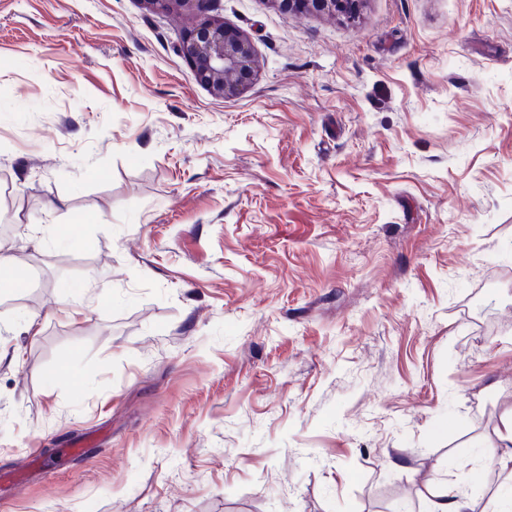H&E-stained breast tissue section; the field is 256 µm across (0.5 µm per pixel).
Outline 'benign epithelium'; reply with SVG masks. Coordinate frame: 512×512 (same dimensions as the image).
I'll use <instances>...</instances> for the list:
<instances>
[{"label": "benign epithelium", "instance_id": "obj_1", "mask_svg": "<svg viewBox=\"0 0 512 512\" xmlns=\"http://www.w3.org/2000/svg\"><path fill=\"white\" fill-rule=\"evenodd\" d=\"M151 8L180 14L193 25L180 52L194 66L200 84L222 98L235 97L250 84L257 60L245 35L228 28L211 12L215 0H143ZM285 11L309 10L339 15L349 22L359 17L362 0H275Z\"/></svg>", "mask_w": 512, "mask_h": 512}]
</instances>
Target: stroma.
<instances>
[{
  "mask_svg": "<svg viewBox=\"0 0 512 512\" xmlns=\"http://www.w3.org/2000/svg\"><path fill=\"white\" fill-rule=\"evenodd\" d=\"M214 14L259 61L225 100L188 19L0 0V254L33 274L0 283V512H426L444 481L496 512L512 0Z\"/></svg>",
  "mask_w": 512,
  "mask_h": 512,
  "instance_id": "obj_1",
  "label": "stroma"
}]
</instances>
